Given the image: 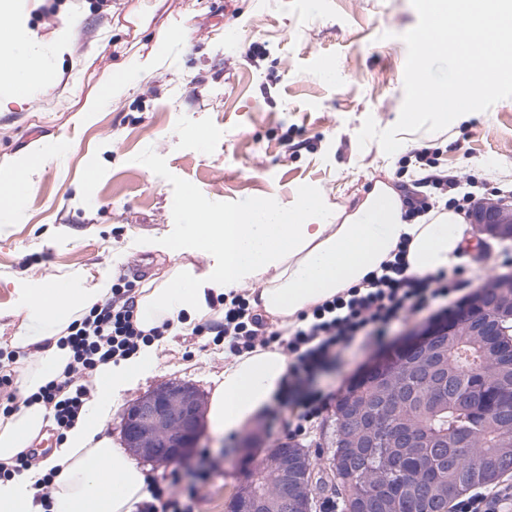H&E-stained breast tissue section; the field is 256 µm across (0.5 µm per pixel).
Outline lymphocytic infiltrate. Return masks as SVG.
<instances>
[{"mask_svg":"<svg viewBox=\"0 0 512 512\" xmlns=\"http://www.w3.org/2000/svg\"><path fill=\"white\" fill-rule=\"evenodd\" d=\"M415 158L425 174L404 195L405 218L425 216L442 201L471 216L474 197L460 193L458 176L438 169L430 149L417 150ZM405 254V249H398L393 259L383 262L361 283L302 313L301 326L282 332L269 329L243 294H236L225 306L222 333L231 352L240 354L276 342L288 356L276 406L265 418L266 429L275 428L281 409L289 407L296 413L293 434H304L329 402L328 394L316 385L321 372L356 344L380 342L395 324L447 302L468 284L465 265L413 274ZM136 305L135 284L123 279L113 284L111 298L68 326L63 343L70 348L72 360L65 375L34 395L49 409L58 434H65L85 412L89 388L80 383V375H95L103 365L118 362L140 345L163 336L159 327L138 328ZM196 455V467L172 470L166 485H150L148 498L137 503L136 512H197L202 488L217 468L210 449H198Z\"/></svg>","mask_w":512,"mask_h":512,"instance_id":"lymphocytic-infiltrate-1","label":"lymphocytic infiltrate"}]
</instances>
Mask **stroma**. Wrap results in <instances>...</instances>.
<instances>
[{"label":"stroma","instance_id":"obj_1","mask_svg":"<svg viewBox=\"0 0 512 512\" xmlns=\"http://www.w3.org/2000/svg\"><path fill=\"white\" fill-rule=\"evenodd\" d=\"M20 8L43 46L69 19L80 27L69 50L50 59L54 78L37 110L13 104L0 112V173L48 150L25 175L30 189L16 215L0 220L1 350L13 348L16 291L29 281L60 287L79 271L90 284L124 274L142 285L176 264L206 281L214 257L188 246L171 258L154 248L187 239L191 194L200 208L236 214L259 198L291 208L314 190L351 210L376 182L411 186L419 169L413 154L427 145L436 147L440 169L477 177L476 197L492 187L512 192V99L437 133L402 134L401 150L390 155L375 141L359 147L366 118L381 129L399 119L401 36L418 22L411 0H20ZM161 33L169 44L159 68L76 121L116 65L148 55ZM505 248L512 239L472 232L465 246L471 289L503 273ZM442 315L437 308L410 317L382 343L351 349L319 386L341 395L375 359ZM223 372L224 343L214 332L171 337L153 369L113 406L102 435L125 447V419L141 398L172 383L207 398ZM334 413L327 407L295 438L259 423L232 445L202 427L198 444L221 467L201 512H228L247 473L287 441L310 457L312 512L326 500L342 502L330 446Z\"/></svg>","mask_w":512,"mask_h":512}]
</instances>
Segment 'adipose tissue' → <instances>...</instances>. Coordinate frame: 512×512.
Here are the masks:
<instances>
[{
  "label": "adipose tissue",
  "mask_w": 512,
  "mask_h": 512,
  "mask_svg": "<svg viewBox=\"0 0 512 512\" xmlns=\"http://www.w3.org/2000/svg\"><path fill=\"white\" fill-rule=\"evenodd\" d=\"M15 0H0V44L12 48L10 64L0 69V102L35 106L49 81L50 69L31 48L27 28L18 21ZM156 57L119 65L105 96H88L78 118L99 111L103 98L121 96L128 83L155 69ZM402 198L391 186L376 183L355 211L324 204L317 193L304 196L291 210L267 199L255 200L243 213L224 215L222 222L205 217L195 225L198 245L217 258V276L224 292L248 290L251 307H262L280 328L296 325L297 316L362 281L392 259L401 241H408V267L413 273L435 272L456 262L470 228L458 212L438 209L427 218L406 221ZM112 280L85 285L72 277L66 287L35 283L24 289L23 320L13 338L15 347L32 352L22 377V392L32 395L53 379H62L72 360L69 348L59 346L68 325L111 295ZM204 289L191 269L173 267L162 281H148L138 298L140 329L167 325L169 334L184 331L207 314ZM157 343L102 367L99 396L85 415L66 432L47 463L59 476L52 492L55 512H132L147 493L143 472L123 449L98 434L122 393L137 385L154 366ZM288 367L277 347L226 354L224 378L214 389L208 412L213 431L233 433L273 405ZM49 423L43 404L21 406L0 419V462L8 463ZM44 473L33 468L0 480V512H43L34 501V483Z\"/></svg>",
  "instance_id": "obj_1"
}]
</instances>
